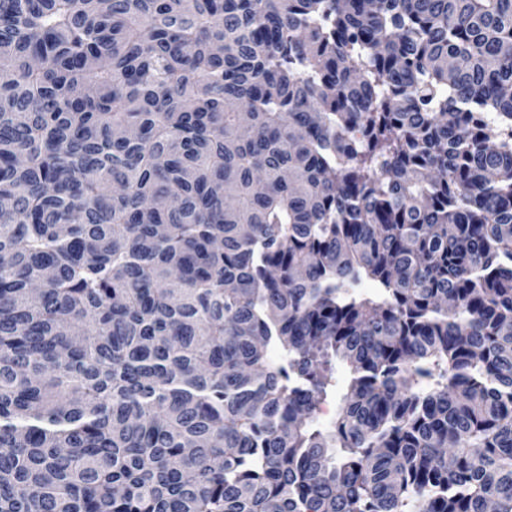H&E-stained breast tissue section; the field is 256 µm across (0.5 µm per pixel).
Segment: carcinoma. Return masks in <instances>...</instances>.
<instances>
[{"label": "carcinoma", "instance_id": "obj_1", "mask_svg": "<svg viewBox=\"0 0 512 512\" xmlns=\"http://www.w3.org/2000/svg\"><path fill=\"white\" fill-rule=\"evenodd\" d=\"M0 72V512H512V0H0Z\"/></svg>", "mask_w": 512, "mask_h": 512}]
</instances>
